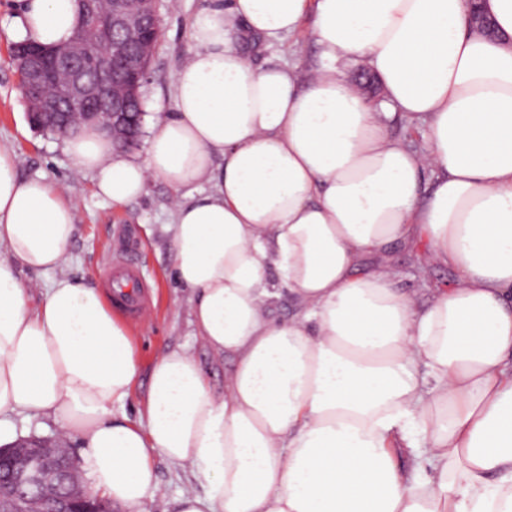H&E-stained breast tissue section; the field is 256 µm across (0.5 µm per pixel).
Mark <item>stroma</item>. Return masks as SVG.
Masks as SVG:
<instances>
[{
  "label": "stroma",
  "mask_w": 512,
  "mask_h": 512,
  "mask_svg": "<svg viewBox=\"0 0 512 512\" xmlns=\"http://www.w3.org/2000/svg\"><path fill=\"white\" fill-rule=\"evenodd\" d=\"M212 3L213 0H160L162 37L142 88V141L129 150V157L145 159L156 113L172 109V77L196 49L190 35L191 24ZM18 17L16 0H0V148L12 152L20 177H44L60 186L77 205L76 233L62 274L75 278L92 276L102 286L110 276L113 261L126 256L135 262L142 276L147 305L142 314L128 319L138 343L139 376L124 405L125 411L136 416L147 393L155 358L177 346L194 355L210 389L222 392L231 362L214 355L195 336L189 317V292L178 285L172 273L171 244L166 230L173 221L172 189L163 179L154 178L139 199L115 206L97 194L91 176L72 174L62 137L31 126L26 101L18 94L19 75L10 60ZM249 54L258 65L278 62L306 67L318 58L310 20H303L297 32L282 44L268 47L257 43ZM426 252L427 245L422 241H399L390 248L403 273L400 288L418 293L423 301L430 297L432 289L449 287L458 277L451 267L422 266Z\"/></svg>",
  "instance_id": "35a3bbf8"
}]
</instances>
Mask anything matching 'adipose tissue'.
I'll return each mask as SVG.
<instances>
[{"label":"adipose tissue","mask_w":512,"mask_h":512,"mask_svg":"<svg viewBox=\"0 0 512 512\" xmlns=\"http://www.w3.org/2000/svg\"><path fill=\"white\" fill-rule=\"evenodd\" d=\"M17 2L23 35L70 38L76 0ZM482 10L495 36L467 0H227L195 17L145 161L90 125L66 138L112 204L172 187L174 278L232 363L217 394L187 349L164 352L135 419L134 333L103 291L59 277L35 303L18 275L67 263L76 207L0 149V445L12 414L54 420L124 512L161 495L158 455L202 481L171 512H512V0ZM307 17L308 75L252 65L245 41ZM339 58L378 78L379 104ZM401 122L425 126L422 148L392 135ZM411 236L460 273L424 303L388 258ZM284 296L296 314L272 317Z\"/></svg>","instance_id":"1"}]
</instances>
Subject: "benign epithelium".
<instances>
[{"label": "benign epithelium", "mask_w": 512, "mask_h": 512, "mask_svg": "<svg viewBox=\"0 0 512 512\" xmlns=\"http://www.w3.org/2000/svg\"><path fill=\"white\" fill-rule=\"evenodd\" d=\"M98 2L77 0L81 22L68 42L51 47L21 42L14 45L12 61L33 126H96L129 148L137 144L143 116L132 111V104L141 99L161 36L158 0H111L104 24L118 38L96 57L94 79L83 66L91 53L85 20L96 13ZM55 73L64 74L65 80L50 98L43 89ZM61 101L68 109L58 106ZM74 466L73 448L60 435L24 437L0 446V486L8 490L9 504L18 512H108L86 485L60 490Z\"/></svg>", "instance_id": "obj_1"}]
</instances>
